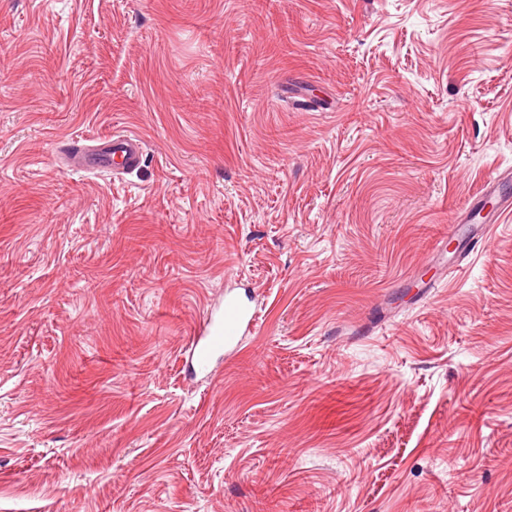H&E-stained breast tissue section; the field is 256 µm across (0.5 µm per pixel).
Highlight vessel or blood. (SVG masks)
I'll use <instances>...</instances> for the list:
<instances>
[{"label": "vessel or blood", "mask_w": 512, "mask_h": 512, "mask_svg": "<svg viewBox=\"0 0 512 512\" xmlns=\"http://www.w3.org/2000/svg\"><path fill=\"white\" fill-rule=\"evenodd\" d=\"M145 152L144 141L134 133H115L106 137L102 151H94L89 145L70 142L64 154L75 168L92 172L112 166L116 170L133 169L140 166ZM512 213V191L501 180H489L479 197L469 203L462 223L448 227L449 237H460L463 224L480 222L485 225L499 223L501 218ZM205 330L192 340V351L201 367H208L214 353L235 350L246 331L258 324L255 309L238 299L226 297L220 314H206Z\"/></svg>", "instance_id": "b4317fda"}]
</instances>
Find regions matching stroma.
Listing matches in <instances>:
<instances>
[{"instance_id": "stroma-1", "label": "stroma", "mask_w": 512, "mask_h": 512, "mask_svg": "<svg viewBox=\"0 0 512 512\" xmlns=\"http://www.w3.org/2000/svg\"><path fill=\"white\" fill-rule=\"evenodd\" d=\"M507 173L512 0H0V512H512ZM99 143L105 147L98 153L87 144L71 141L62 150L68 160L74 163L78 171L92 172L110 166L105 158L112 155V169L126 170L140 166L144 152V141L134 133H113L112 136L100 138ZM504 180L491 179L486 183L480 196L468 204L464 218L457 224L448 226V238L461 237L463 225L473 224L477 217L480 224L489 226L498 224L505 214L512 213V193L510 194V191L503 185ZM486 199L491 202L489 208ZM258 319L255 309L234 297H224L219 316L214 317L207 310L204 333L193 337L191 347L198 364L207 368L214 353L235 350L246 331L256 329Z\"/></svg>"}]
</instances>
